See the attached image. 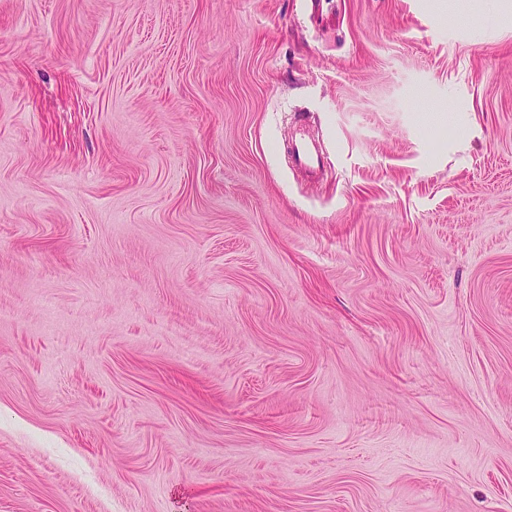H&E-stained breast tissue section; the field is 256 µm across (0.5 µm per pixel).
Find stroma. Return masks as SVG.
Listing matches in <instances>:
<instances>
[{
  "label": "stroma",
  "mask_w": 512,
  "mask_h": 512,
  "mask_svg": "<svg viewBox=\"0 0 512 512\" xmlns=\"http://www.w3.org/2000/svg\"><path fill=\"white\" fill-rule=\"evenodd\" d=\"M0 512H512V0H0ZM296 167L308 175L316 173V164L319 161L316 149L307 142L296 143L291 150Z\"/></svg>",
  "instance_id": "stroma-1"
}]
</instances>
